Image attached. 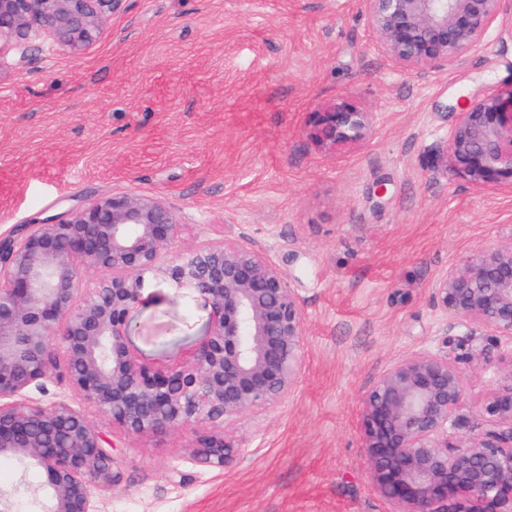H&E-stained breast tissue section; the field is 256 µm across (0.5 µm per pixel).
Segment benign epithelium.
<instances>
[{"label": "benign epithelium", "instance_id": "obj_1", "mask_svg": "<svg viewBox=\"0 0 512 512\" xmlns=\"http://www.w3.org/2000/svg\"><path fill=\"white\" fill-rule=\"evenodd\" d=\"M512 0H361L378 49L395 66H452L483 40ZM125 0H0V47L32 41L80 55ZM372 115L339 100L313 113L310 135L324 151L365 140ZM449 167L476 187L512 189V91L477 96L458 112ZM182 216L156 198L114 193L0 238V457L42 476L36 512H99L113 489L114 448L84 409L29 397L64 364L70 389L112 426L132 435L204 429L194 462L225 468L239 454L228 434L246 412L288 400L302 369L305 323L299 298L264 252L206 241L163 262ZM98 279L77 298L79 271ZM162 275L210 307L208 333L188 360L167 371L141 363L127 344L130 309ZM432 300L466 335L494 333L480 349L421 352L387 367L362 400L361 448L374 488L392 512H512V246L481 249L436 283ZM498 352H493V349ZM511 367L485 401V429L448 442L465 397L460 363Z\"/></svg>", "mask_w": 512, "mask_h": 512}]
</instances>
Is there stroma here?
<instances>
[{
    "label": "stroma",
    "instance_id": "1",
    "mask_svg": "<svg viewBox=\"0 0 512 512\" xmlns=\"http://www.w3.org/2000/svg\"><path fill=\"white\" fill-rule=\"evenodd\" d=\"M124 7L82 55L45 42L21 68L17 49H0V237L95 197L146 194L183 216L166 260L206 240L262 249L295 289L306 336L295 392L241 416L224 469L192 460L199 427L130 435L88 410L116 446L100 512H391L363 456L361 399L391 364L443 350L439 278L512 244V190L448 169L458 100L512 88V18L455 66L403 70L378 51L360 0ZM340 99L372 113V132L326 153L310 116ZM209 312L152 279L129 346L169 368L204 340ZM462 371L453 443L484 429L507 374Z\"/></svg>",
    "mask_w": 512,
    "mask_h": 512
}]
</instances>
